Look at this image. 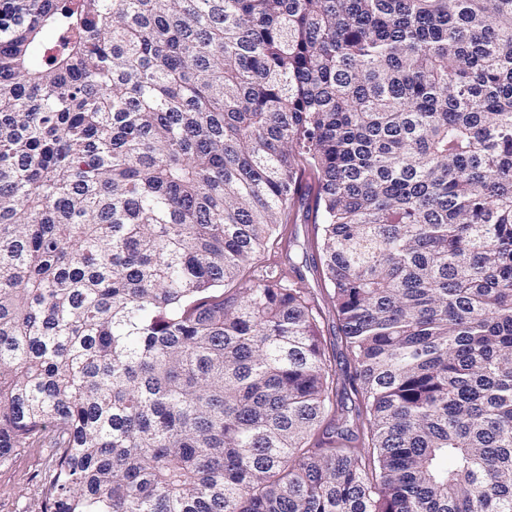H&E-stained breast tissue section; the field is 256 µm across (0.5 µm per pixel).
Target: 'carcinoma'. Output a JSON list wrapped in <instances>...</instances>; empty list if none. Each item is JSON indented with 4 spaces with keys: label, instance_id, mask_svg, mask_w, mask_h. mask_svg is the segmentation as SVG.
I'll list each match as a JSON object with an SVG mask.
<instances>
[{
    "label": "carcinoma",
    "instance_id": "obj_1",
    "mask_svg": "<svg viewBox=\"0 0 512 512\" xmlns=\"http://www.w3.org/2000/svg\"><path fill=\"white\" fill-rule=\"evenodd\" d=\"M308 199L353 423L244 278ZM23 448L43 512H512V0H0Z\"/></svg>",
    "mask_w": 512,
    "mask_h": 512
}]
</instances>
